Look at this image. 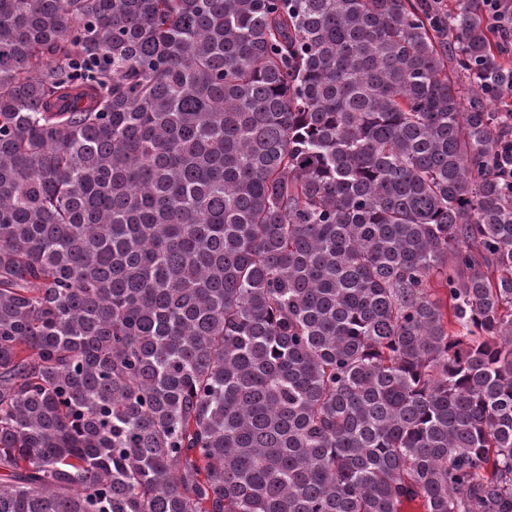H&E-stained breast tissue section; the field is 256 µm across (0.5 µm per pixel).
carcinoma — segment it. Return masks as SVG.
Masks as SVG:
<instances>
[{
  "instance_id": "cac0c4a2",
  "label": "carcinoma",
  "mask_w": 512,
  "mask_h": 512,
  "mask_svg": "<svg viewBox=\"0 0 512 512\" xmlns=\"http://www.w3.org/2000/svg\"><path fill=\"white\" fill-rule=\"evenodd\" d=\"M506 52L481 0H0V512H512Z\"/></svg>"
}]
</instances>
